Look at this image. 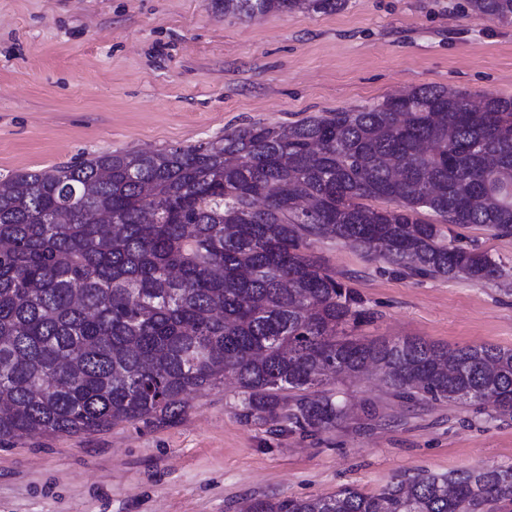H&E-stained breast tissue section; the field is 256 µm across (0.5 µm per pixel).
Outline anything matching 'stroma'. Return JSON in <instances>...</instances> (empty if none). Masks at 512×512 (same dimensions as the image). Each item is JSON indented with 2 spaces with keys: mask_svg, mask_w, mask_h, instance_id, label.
Wrapping results in <instances>:
<instances>
[{
  "mask_svg": "<svg viewBox=\"0 0 512 512\" xmlns=\"http://www.w3.org/2000/svg\"><path fill=\"white\" fill-rule=\"evenodd\" d=\"M465 0H347L330 14L235 18L212 0H0V175L187 147L422 85L512 97V23ZM512 267V237L453 228ZM310 252L356 292V336L512 348V278H411L349 244ZM348 414L314 437L242 422L237 388L176 421L0 447V512H241L255 498L372 495L402 477L512 466V419L402 402L378 376L329 382Z\"/></svg>",
  "mask_w": 512,
  "mask_h": 512,
  "instance_id": "35a3bbf8",
  "label": "stroma"
}]
</instances>
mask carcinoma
<instances>
[{
    "instance_id": "cac0c4a2",
    "label": "carcinoma",
    "mask_w": 512,
    "mask_h": 512,
    "mask_svg": "<svg viewBox=\"0 0 512 512\" xmlns=\"http://www.w3.org/2000/svg\"><path fill=\"white\" fill-rule=\"evenodd\" d=\"M346 3L218 0L238 18ZM467 7L512 23V0ZM4 184L0 445L176 420L191 391L227 376L239 418L276 433L336 428L345 406L313 388L368 371L404 400L490 404L512 418V349L356 338L361 300L306 253L343 240L414 276L508 275L448 242L441 225L512 236V98L424 85L358 110L104 153ZM376 198L395 207L366 204ZM102 214L112 223H97ZM505 501L512 467L418 473L373 495L256 499L246 512H494Z\"/></svg>"
}]
</instances>
